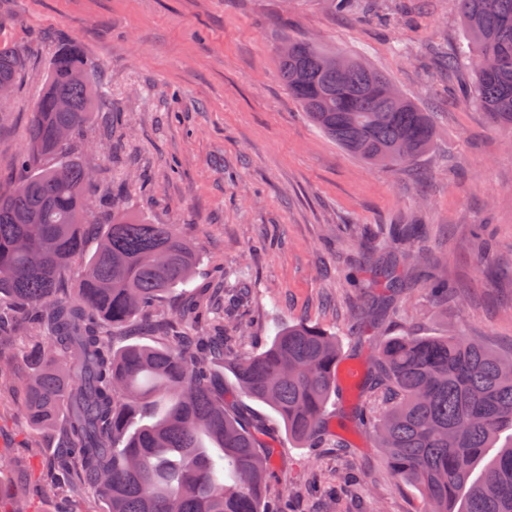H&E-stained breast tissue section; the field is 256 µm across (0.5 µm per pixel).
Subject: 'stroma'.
I'll use <instances>...</instances> for the list:
<instances>
[{
	"instance_id": "1",
	"label": "stroma",
	"mask_w": 512,
	"mask_h": 512,
	"mask_svg": "<svg viewBox=\"0 0 512 512\" xmlns=\"http://www.w3.org/2000/svg\"><path fill=\"white\" fill-rule=\"evenodd\" d=\"M0 39L25 69L0 101V182L14 174L30 112L60 45L95 65L105 105L76 134L93 170L96 226L122 208L176 225L200 265L198 328L223 330L234 355L261 352L288 322L336 333L360 379L333 400L315 447L289 441L266 405L224 376V402L275 450L270 512H424L355 411L388 404L375 349L452 329L512 354V132L470 104V66L442 60L465 41L457 0H0ZM364 58L429 112L437 137L411 166L366 165L313 127L278 68L283 35ZM400 224L405 288H377L375 239ZM56 435L33 431L17 391L0 389V482L26 512H97L92 496L47 493Z\"/></svg>"
}]
</instances>
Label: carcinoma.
<instances>
[{
    "instance_id": "carcinoma-1",
    "label": "carcinoma",
    "mask_w": 512,
    "mask_h": 512,
    "mask_svg": "<svg viewBox=\"0 0 512 512\" xmlns=\"http://www.w3.org/2000/svg\"><path fill=\"white\" fill-rule=\"evenodd\" d=\"M458 5L467 47L448 55V68L467 59L470 101L512 130V0ZM282 43L288 94L341 149L397 168L432 148L428 114L382 72L307 39ZM23 66L0 41V83L15 85ZM94 72L75 48L55 56L17 174L0 189V383L20 391L32 426L49 429L65 416L62 476L76 472L106 512H268L272 453L224 407L212 372L224 359V336L183 332L163 348L109 341L191 282L198 256L175 225L112 214L75 292L60 288L85 249L92 180L57 135L73 134L98 110ZM31 329L38 336L19 374L8 351ZM340 355L336 335L295 322L229 366L237 391L273 410L288 438L307 448L324 430ZM377 366L389 406L355 419L373 431L394 475L419 487L425 512H454L459 500L461 512H512V442L482 479H471L485 449L512 428V357L454 334L394 336L379 348Z\"/></svg>"
}]
</instances>
